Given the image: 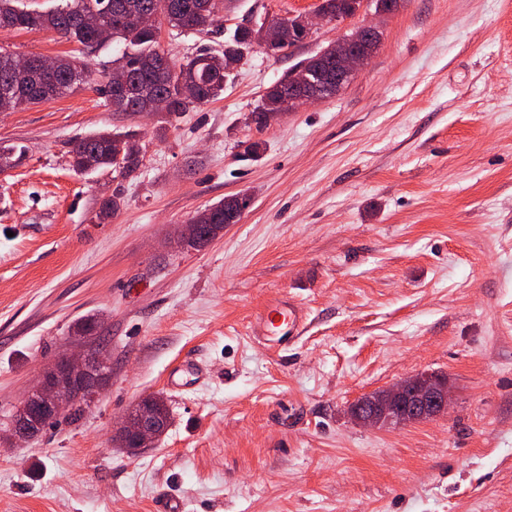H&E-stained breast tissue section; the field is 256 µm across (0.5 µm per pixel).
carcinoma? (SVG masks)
<instances>
[{
  "label": "carcinoma",
  "mask_w": 512,
  "mask_h": 512,
  "mask_svg": "<svg viewBox=\"0 0 512 512\" xmlns=\"http://www.w3.org/2000/svg\"><path fill=\"white\" fill-rule=\"evenodd\" d=\"M20 0H0V26L10 30L48 29L61 37L78 43L83 49L93 51L100 46L92 31L85 29L79 19L80 11L94 6L100 13L103 25L111 29L110 39L122 45L118 66L127 70L126 89L116 93L112 81H107L100 91L112 101L119 96L117 112H136L140 104L154 98L166 101V111L171 114L188 112L224 94V83L230 72L224 69V55L242 54V49L253 41L240 31L224 40V53L216 55L207 49L199 50L183 63L161 72L155 66L163 54L158 48L156 32L129 27L123 21L127 11H147L157 14L160 20L173 27L202 32L212 27L223 7V0H62L55 9L36 12L20 6ZM14 55L0 50V92L11 88L16 76L10 68ZM40 57L32 56L33 70L38 72V87L30 93L19 95L13 108L38 104L71 92L81 84L93 81L92 72L77 55L61 58L60 66L53 72L38 71ZM288 78L272 87L256 107V111L272 116L280 111L282 88ZM75 154L73 169L91 173L101 168H118L127 176L139 168L140 158L133 155L131 137L110 131H96L72 143ZM194 220L199 224L224 223V202L220 201L198 213Z\"/></svg>",
  "instance_id": "carcinoma-1"
}]
</instances>
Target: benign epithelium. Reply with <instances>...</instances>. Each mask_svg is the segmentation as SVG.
<instances>
[{
  "mask_svg": "<svg viewBox=\"0 0 512 512\" xmlns=\"http://www.w3.org/2000/svg\"><path fill=\"white\" fill-rule=\"evenodd\" d=\"M318 20L328 22L332 20V15L320 9L301 15L299 22L303 31L299 36L290 29L270 22L258 33L250 27L245 28V31L268 52L280 53L307 40ZM377 35L378 27L365 24L356 30L355 41L361 45L360 50L349 51L348 44L342 38L331 43L336 48L333 55L336 60V79L323 89L308 86L301 70L291 73L288 77V92L282 95L281 109L323 100L327 93L339 92L366 66L377 49ZM249 205L250 199L245 195L224 201V223H236ZM109 376L110 361L103 352L84 349L77 355H63L43 371L38 382L12 413L7 440L12 444L33 440L45 429L44 422L54 421L67 414L75 403L81 401L87 405L92 404ZM408 395L412 397L410 415L417 421H423L447 412L451 388L446 380L435 374L418 373L384 389L382 395L371 400L370 412L359 417L357 422L374 428L404 424L397 402ZM117 431L135 439L141 447L157 440L152 414L140 402L122 416Z\"/></svg>",
  "mask_w": 512,
  "mask_h": 512,
  "instance_id": "obj_1",
  "label": "benign epithelium"
}]
</instances>
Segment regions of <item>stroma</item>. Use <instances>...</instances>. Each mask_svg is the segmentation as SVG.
Wrapping results in <instances>:
<instances>
[{
  "instance_id": "obj_1",
  "label": "stroma",
  "mask_w": 512,
  "mask_h": 512,
  "mask_svg": "<svg viewBox=\"0 0 512 512\" xmlns=\"http://www.w3.org/2000/svg\"><path fill=\"white\" fill-rule=\"evenodd\" d=\"M318 0H226L209 33L163 26L184 62L246 23ZM375 12L245 52L219 99L116 112L96 84L0 112V422L98 317L109 381L81 420L0 441V512H512V0H400L339 95L266 127L247 116L298 63ZM0 50L66 56L48 30L0 31ZM96 130L143 147L136 173L73 170ZM250 206L207 244L183 224ZM115 214L100 221L105 200ZM298 303L288 347L247 323ZM203 378L166 387L176 362ZM447 376L441 417L362 426L349 408L411 375ZM172 422L131 455L112 442L138 400ZM249 205L250 199L245 195L213 204L193 218L198 224L191 221L190 224L184 225V235L192 243L205 241L211 238L218 229L204 235L200 233L199 224H224V226L234 224Z\"/></svg>"
}]
</instances>
